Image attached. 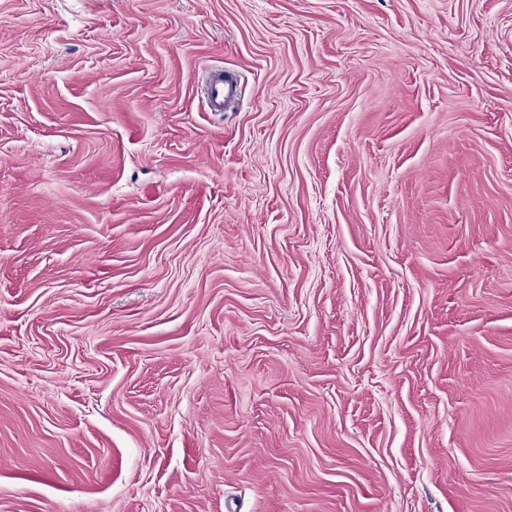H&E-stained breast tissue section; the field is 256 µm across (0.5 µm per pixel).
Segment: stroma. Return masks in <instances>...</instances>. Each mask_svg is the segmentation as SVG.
<instances>
[{
	"label": "stroma",
	"mask_w": 512,
	"mask_h": 512,
	"mask_svg": "<svg viewBox=\"0 0 512 512\" xmlns=\"http://www.w3.org/2000/svg\"><path fill=\"white\" fill-rule=\"evenodd\" d=\"M0 512H512V0H0ZM207 104L211 111L223 112L224 106L238 97V80L225 79L224 72H214L207 83Z\"/></svg>",
	"instance_id": "1"
}]
</instances>
